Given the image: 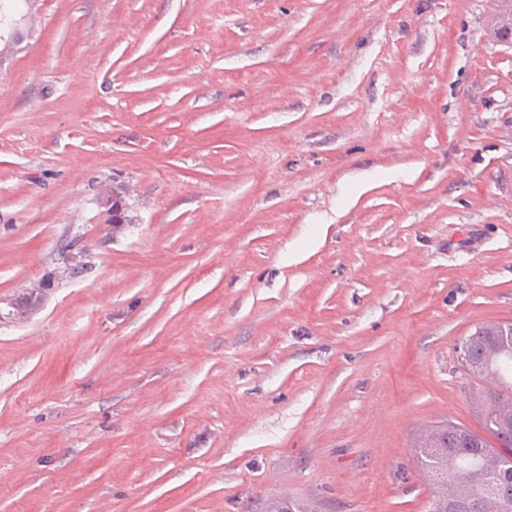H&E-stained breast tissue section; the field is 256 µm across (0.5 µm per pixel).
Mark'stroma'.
<instances>
[{"instance_id": "obj_1", "label": "stroma", "mask_w": 512, "mask_h": 512, "mask_svg": "<svg viewBox=\"0 0 512 512\" xmlns=\"http://www.w3.org/2000/svg\"><path fill=\"white\" fill-rule=\"evenodd\" d=\"M497 27L39 0L0 79V512H428L410 449L479 429L456 347L512 323Z\"/></svg>"}]
</instances>
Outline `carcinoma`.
<instances>
[{"label":"carcinoma","instance_id":"carcinoma-1","mask_svg":"<svg viewBox=\"0 0 512 512\" xmlns=\"http://www.w3.org/2000/svg\"><path fill=\"white\" fill-rule=\"evenodd\" d=\"M38 0H0V35L10 30L23 10L37 13ZM512 333L511 324L491 323L475 330L474 357L481 368L469 394L483 430L473 431L454 423L432 427V440L415 442L416 464L435 490L433 501L451 512H471L474 496H489L502 482L500 475L483 471L484 456L497 452L499 413L512 407V353L503 351L501 332Z\"/></svg>","mask_w":512,"mask_h":512}]
</instances>
